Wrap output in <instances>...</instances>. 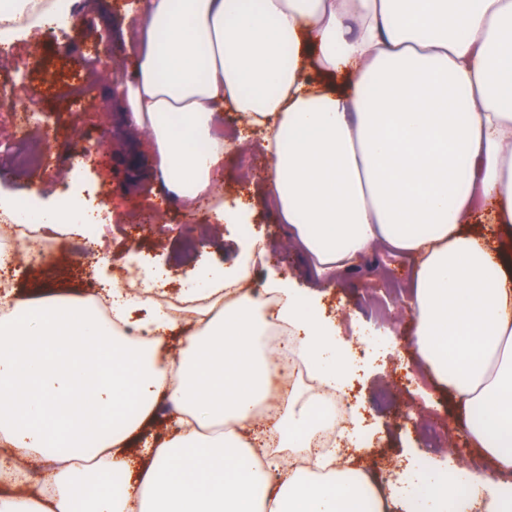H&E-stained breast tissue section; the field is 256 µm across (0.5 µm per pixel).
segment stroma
I'll return each instance as SVG.
<instances>
[{
  "instance_id": "stroma-1",
  "label": "stroma",
  "mask_w": 512,
  "mask_h": 512,
  "mask_svg": "<svg viewBox=\"0 0 512 512\" xmlns=\"http://www.w3.org/2000/svg\"><path fill=\"white\" fill-rule=\"evenodd\" d=\"M135 2L69 0L70 34L50 39L37 36L14 46L13 55L31 85L50 80L55 72L66 74L71 56L89 47L108 65L97 76H84L90 92L80 107L64 97L42 101L23 148L34 151L48 146L50 163L20 167L12 156L0 154V193L34 195L47 208L77 186L87 201L110 205L115 211L100 227L99 255L54 253L32 262L19 269L14 280L17 299H34L47 292L88 298L96 294L102 278L124 269L136 273L159 266L167 275L164 291L173 296L194 279L199 267L229 264L238 257L235 225L219 222L205 207L186 213L166 197L147 163V136L132 128L121 110L134 65L126 54L122 26ZM241 159L253 176L248 199L255 207L249 222L264 244L263 254L250 263V279L262 288L270 279L288 278L307 290L308 259L295 251L288 227L278 223L275 210L259 203L266 192L262 173L269 157L258 139L225 155L219 177L224 205L236 204L241 178L236 163ZM414 273L412 258L379 248L355 270L316 291L322 314L340 322L341 342L365 360L354 392L360 404L357 434L371 445L356 463L365 473L383 477L385 485L379 493L389 499L390 512H401L390 499L396 469L420 455L432 460L452 456L473 475L493 469L473 439L454 437V427L465 423L468 414L414 350L409 313ZM392 276L405 280L401 294L383 288V280ZM433 422L440 424L441 432L428 448L419 426Z\"/></svg>"
}]
</instances>
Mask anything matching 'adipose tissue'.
<instances>
[{
  "label": "adipose tissue",
  "instance_id": "adipose-tissue-1",
  "mask_svg": "<svg viewBox=\"0 0 512 512\" xmlns=\"http://www.w3.org/2000/svg\"><path fill=\"white\" fill-rule=\"evenodd\" d=\"M125 110L152 143L170 196L193 211L217 195L224 109L270 158L266 200L318 277L355 267L384 242L416 259L411 311L426 368L469 409L471 436L512 473V276L475 224L512 225V0H139ZM243 279L215 267L178 354L182 324L113 283L114 334L64 298L0 302V512H361L350 470L284 465L310 400L281 396L248 438L279 364L270 324L225 306ZM275 317L321 386L336 384V324L281 283ZM175 429L144 436L160 400ZM48 474L22 489L17 463ZM453 476L422 472L403 512L449 506Z\"/></svg>",
  "mask_w": 512,
  "mask_h": 512
}]
</instances>
